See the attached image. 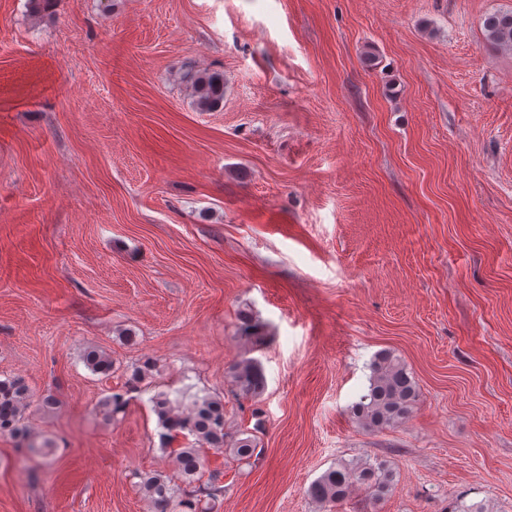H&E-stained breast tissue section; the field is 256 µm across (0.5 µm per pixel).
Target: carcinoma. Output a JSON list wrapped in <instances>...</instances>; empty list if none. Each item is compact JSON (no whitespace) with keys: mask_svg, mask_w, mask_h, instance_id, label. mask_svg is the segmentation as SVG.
<instances>
[{"mask_svg":"<svg viewBox=\"0 0 512 512\" xmlns=\"http://www.w3.org/2000/svg\"><path fill=\"white\" fill-rule=\"evenodd\" d=\"M487 40L498 49L512 51V11L486 17ZM196 110L212 112L224 103V73L218 70L189 69L183 75ZM239 338L260 346L265 342L264 325L244 313L239 318ZM83 361L94 373L108 375L115 371L112 358L98 349L85 351ZM155 363L146 359L126 372L133 388L151 378ZM224 378L236 397L256 398L265 389V375L258 361L245 359L230 365ZM127 392H114L104 402L106 412L114 417L125 412ZM29 389L20 377L0 379V434L14 438L19 447L31 452L39 446L24 423ZM419 398V388L405 365L393 354L383 351L370 363L367 386L350 407L351 417L370 431H379L407 419ZM153 412L162 428V449L169 451L177 464V476L162 471L134 470L131 478L155 512H212L224 492L220 485L223 472L204 473V449L225 451L245 464L259 460L257 437L247 429L232 430L224 415V398L196 397L189 406L165 393L152 397ZM193 437L190 445L172 447L179 437ZM394 476L383 461L353 458L328 468L309 486L307 494L315 503L334 508L354 494H364L365 507L380 512L393 490Z\"/></svg>","mask_w":512,"mask_h":512,"instance_id":"obj_1","label":"carcinoma"}]
</instances>
